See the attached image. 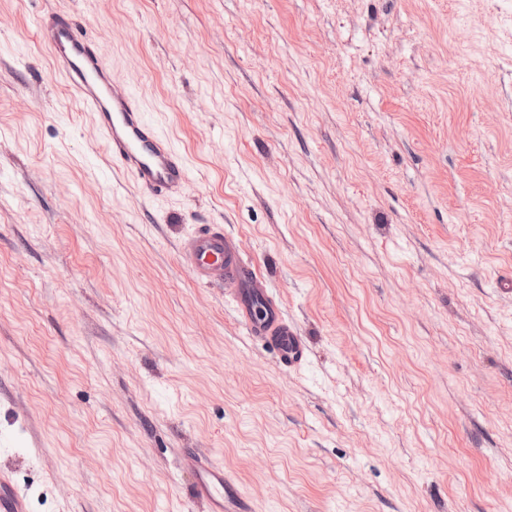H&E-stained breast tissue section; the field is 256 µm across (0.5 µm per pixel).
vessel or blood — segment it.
Instances as JSON below:
<instances>
[{
	"instance_id": "vessel-or-blood-1",
	"label": "vessel or blood",
	"mask_w": 512,
	"mask_h": 512,
	"mask_svg": "<svg viewBox=\"0 0 512 512\" xmlns=\"http://www.w3.org/2000/svg\"><path fill=\"white\" fill-rule=\"evenodd\" d=\"M37 30L57 72L93 112L113 165L127 172L135 188L146 196L181 193L189 182L183 154L145 121L139 99L113 80L97 43L82 26L70 13L52 10L40 15ZM178 258L195 283L223 288L248 336L271 346L285 367L302 361L304 345L296 328L221 225L208 224L184 236ZM194 462L201 473L198 496L210 503L211 512H224L223 472L213 469L205 458L195 457ZM0 512H27L24 497L3 477Z\"/></svg>"
}]
</instances>
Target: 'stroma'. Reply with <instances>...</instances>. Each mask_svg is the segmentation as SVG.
Returning a JSON list of instances; mask_svg holds the SVG:
<instances>
[{"label": "stroma", "instance_id": "35a3bbf8", "mask_svg": "<svg viewBox=\"0 0 512 512\" xmlns=\"http://www.w3.org/2000/svg\"><path fill=\"white\" fill-rule=\"evenodd\" d=\"M70 12L191 175L110 166ZM223 225L279 365L180 240ZM512 512V0H0V473L28 512ZM178 258L195 283L224 287L238 323L252 339L271 346L285 367L302 361L301 336L270 298L264 278L221 225L207 224L184 236ZM192 461L199 467L200 480L197 486V494L211 504L210 512L224 511V472L215 470L209 465L208 460L200 456H194ZM202 475V476H201ZM212 479L207 480L205 476Z\"/></svg>", "mask_w": 512, "mask_h": 512}]
</instances>
